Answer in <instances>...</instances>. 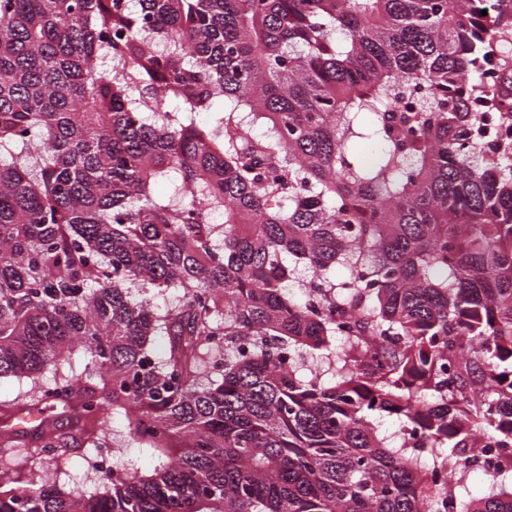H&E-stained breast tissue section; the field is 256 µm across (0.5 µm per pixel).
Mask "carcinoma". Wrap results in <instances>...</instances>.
I'll return each mask as SVG.
<instances>
[{"label":"carcinoma","mask_w":512,"mask_h":512,"mask_svg":"<svg viewBox=\"0 0 512 512\" xmlns=\"http://www.w3.org/2000/svg\"><path fill=\"white\" fill-rule=\"evenodd\" d=\"M507 30L512 0H0V378L164 457L0 512H512ZM75 347L85 381L41 380Z\"/></svg>","instance_id":"cac0c4a2"}]
</instances>
